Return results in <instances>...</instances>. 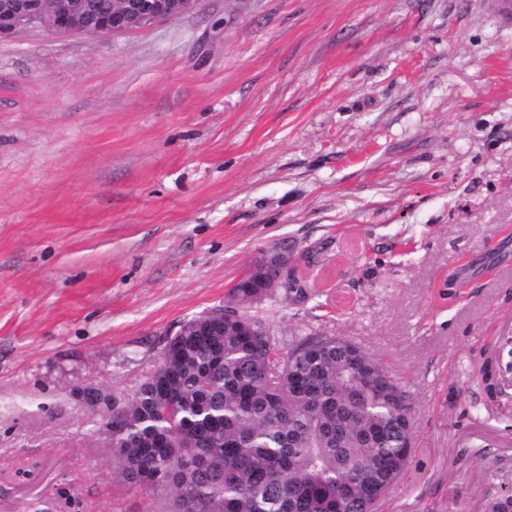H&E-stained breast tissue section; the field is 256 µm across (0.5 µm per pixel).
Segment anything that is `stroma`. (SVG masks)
<instances>
[{
	"mask_svg": "<svg viewBox=\"0 0 512 512\" xmlns=\"http://www.w3.org/2000/svg\"><path fill=\"white\" fill-rule=\"evenodd\" d=\"M251 312L342 336L413 395L378 512L512 487V12L497 0H201L110 36L0 41V512H164L80 386L132 393L268 253ZM261 264L264 265L263 271H265L267 268H274L277 270L276 278L272 279L270 282V288H279L284 284L288 272V265L283 262L282 256L280 254H271ZM302 288L303 286L300 280L294 275V273L288 272V281L286 283L285 289L289 292H302Z\"/></svg>",
	"mask_w": 512,
	"mask_h": 512,
	"instance_id": "obj_1",
	"label": "stroma"
}]
</instances>
